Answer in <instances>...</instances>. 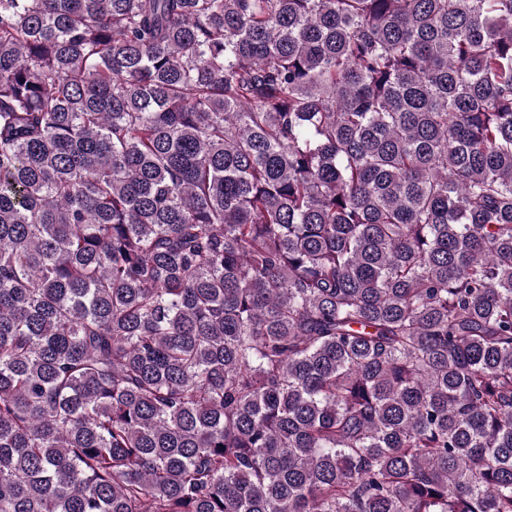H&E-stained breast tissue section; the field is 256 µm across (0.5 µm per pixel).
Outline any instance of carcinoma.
I'll return each mask as SVG.
<instances>
[{"label":"carcinoma","instance_id":"obj_1","mask_svg":"<svg viewBox=\"0 0 512 512\" xmlns=\"http://www.w3.org/2000/svg\"><path fill=\"white\" fill-rule=\"evenodd\" d=\"M0 512H512V0H0Z\"/></svg>","mask_w":512,"mask_h":512}]
</instances>
